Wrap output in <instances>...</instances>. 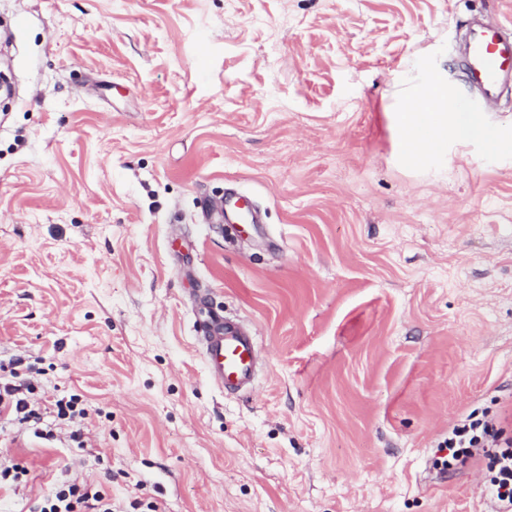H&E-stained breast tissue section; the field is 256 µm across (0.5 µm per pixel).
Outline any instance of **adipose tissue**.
Instances as JSON below:
<instances>
[{
    "label": "adipose tissue",
    "instance_id": "1",
    "mask_svg": "<svg viewBox=\"0 0 512 512\" xmlns=\"http://www.w3.org/2000/svg\"><path fill=\"white\" fill-rule=\"evenodd\" d=\"M395 122L401 132L407 159L418 161L427 153H443L449 139L484 140L488 149H497V141L487 138L483 122L475 112H452L442 84L423 90L416 107L397 113Z\"/></svg>",
    "mask_w": 512,
    "mask_h": 512
}]
</instances>
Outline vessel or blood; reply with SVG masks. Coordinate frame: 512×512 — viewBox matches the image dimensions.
<instances>
[{"instance_id": "b4317fda", "label": "vessel or blood", "mask_w": 512, "mask_h": 512, "mask_svg": "<svg viewBox=\"0 0 512 512\" xmlns=\"http://www.w3.org/2000/svg\"><path fill=\"white\" fill-rule=\"evenodd\" d=\"M461 57L467 86L478 91L483 101H494L500 88L512 81V35L504 25L473 22ZM199 343L209 374L219 388L235 394L250 387L256 375L255 336L218 316Z\"/></svg>"}]
</instances>
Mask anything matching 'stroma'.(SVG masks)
I'll list each match as a JSON object with an SVG mask.
<instances>
[{
	"instance_id": "stroma-1",
	"label": "stroma",
	"mask_w": 512,
	"mask_h": 512,
	"mask_svg": "<svg viewBox=\"0 0 512 512\" xmlns=\"http://www.w3.org/2000/svg\"><path fill=\"white\" fill-rule=\"evenodd\" d=\"M476 16L512 0H0V360L87 411L82 448L0 413V512L73 479L114 512H498L492 456L438 446L512 436V91L474 106L494 152L409 167L393 124L437 78L458 111ZM232 189L260 223H202ZM209 312L256 336L251 390L209 376ZM448 467L466 466L477 460L473 448H497L493 453L494 473L490 477L493 493L507 512L512 511V439L502 438V431L493 419L472 418L454 425L448 431Z\"/></svg>"
}]
</instances>
